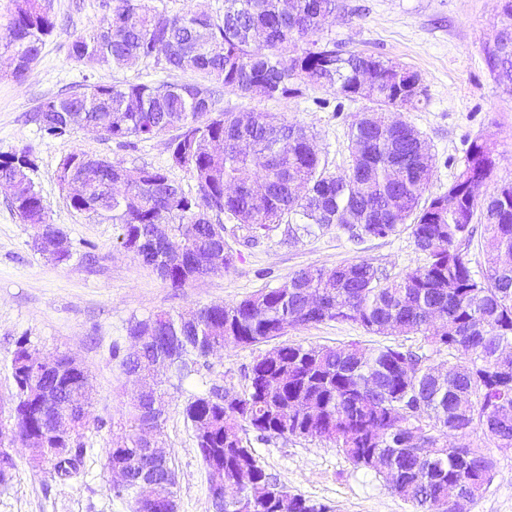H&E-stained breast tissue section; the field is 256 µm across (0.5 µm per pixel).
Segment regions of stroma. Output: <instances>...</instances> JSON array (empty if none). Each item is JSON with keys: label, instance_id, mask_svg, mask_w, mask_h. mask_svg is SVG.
I'll use <instances>...</instances> for the list:
<instances>
[{"label": "stroma", "instance_id": "35a3bbf8", "mask_svg": "<svg viewBox=\"0 0 512 512\" xmlns=\"http://www.w3.org/2000/svg\"><path fill=\"white\" fill-rule=\"evenodd\" d=\"M110 0H52L56 29L24 80L0 68V153L28 145L33 150V179L50 220L66 235L73 258L58 264L33 246L35 227L21 223L8 193L0 188V417L8 416L15 383L11 359L19 340L41 355L67 352L87 370L92 389V426L84 433L89 449L84 478L70 485L52 481L32 462V448L18 444L11 453L15 470L0 484V512H131L128 499L109 491L112 473L103 450L119 439L137 386L112 358L113 345L130 348L129 332L139 320L166 312L186 315L213 303H232L278 287L292 274L310 267L332 268L354 260L379 267L390 278L422 264L408 231L384 239L351 240L339 228L292 241L287 225L248 240L243 225L225 222L224 237L234 261L224 272L175 289L152 267L117 244L116 225L74 210L59 187L60 161L74 151L128 168L166 170L184 190L195 188L183 170L172 167L167 150L175 130L129 148L83 129L62 138L42 136L33 114L45 99L84 84L115 82L174 83L189 74L164 72L137 64L125 68L90 67L69 54L70 33L91 27ZM345 11L328 21L326 37L357 50L404 64L422 78L426 100L407 112L423 133L435 158L430 194L447 190L461 171L475 139L490 144L496 158L494 184L512 181V93L493 80L483 47L498 29L501 0H343ZM225 109L271 112L300 122L314 132L320 155L331 171L351 164L349 126L366 100L348 101L334 91L308 88L288 99H251L223 91ZM94 245L96 260L81 255ZM287 342L369 349L421 345L418 336L372 334L351 322L289 329ZM258 349L233 345L210 354L198 376L169 389L165 422L158 434L177 475V512H214L209 475L198 455L183 408L193 395L218 383L242 393ZM247 439L266 471L286 490L327 505L332 512H414L373 472L354 467L326 441L271 436ZM497 474L489 488L466 504V512H512V453L492 449Z\"/></svg>", "mask_w": 512, "mask_h": 512}]
</instances>
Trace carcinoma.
Returning <instances> with one entry per match:
<instances>
[{"mask_svg": "<svg viewBox=\"0 0 512 512\" xmlns=\"http://www.w3.org/2000/svg\"><path fill=\"white\" fill-rule=\"evenodd\" d=\"M344 9L341 0H224V13L169 15L153 0H113L110 13L70 35V56L91 67L136 62L163 71L192 73L190 83L88 84L44 100L35 121L48 137L91 127L125 145L170 128L173 165L195 182L185 191L162 169L130 170L107 159L71 153L61 160L84 190L70 206L119 226L118 244L153 267L172 288L222 272L233 260L224 239L225 216L256 237L280 225L298 239L336 225L357 240L410 231L425 262L391 280L364 260L334 268H309L276 288L232 303H214L186 319L158 314L131 334L152 328L160 343L145 342L140 367L131 352L112 349L126 374L163 365L177 385L199 373V359L233 344L253 347L290 327L352 322L373 334L396 327L420 335L436 353L461 356L448 374L434 372L423 347L365 349L358 345L281 343L275 357L257 356L247 390L224 404L220 386L195 395L184 408L198 431L200 458L224 472V512H329L284 488L266 472L242 433L333 442L357 468L375 473L416 512H447L448 486L471 498L494 481L496 460L480 447L454 440L479 433L496 448H512V183L492 195L482 187L494 173L490 149L472 143L464 167L442 194L424 196L435 169L430 146L403 113L425 92L407 91L420 79L406 66L364 52L343 50L320 35L323 17ZM499 40L483 47L493 78L512 93V0L500 15ZM56 28L40 0H16L4 48L26 68L37 60ZM220 83L245 97H299L310 86L331 89L372 108L349 127L352 164L332 173L303 125L269 112L240 115L224 110ZM32 148L0 153V183L10 182L11 205L24 224L45 235L36 250L58 264L61 230L30 176ZM485 227L491 257L478 275L468 247ZM318 296L310 307L307 296ZM18 342L11 361L17 404L0 420L3 447L39 438L56 452L45 464L50 477L70 484L84 473L87 449L58 440L57 419L87 416L91 405L84 369L67 356L37 368ZM165 393L151 379L133 406L122 444L105 449L108 469L123 466L127 483L110 487L136 502L138 486L155 479L160 495L175 496L176 474L168 458L151 451L140 434L159 429ZM425 446L415 456L410 449Z\"/></svg>", "mask_w": 512, "mask_h": 512, "instance_id": "1", "label": "carcinoma"}]
</instances>
